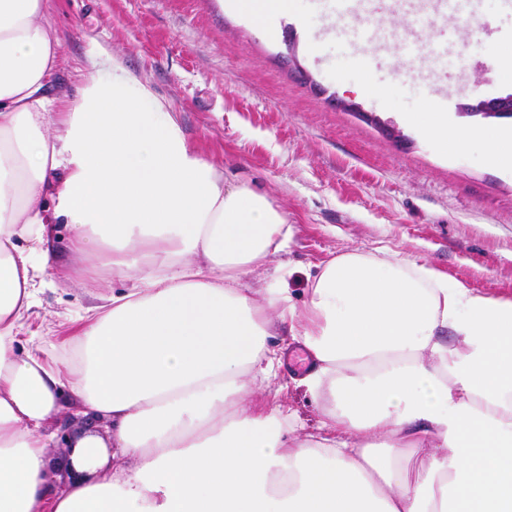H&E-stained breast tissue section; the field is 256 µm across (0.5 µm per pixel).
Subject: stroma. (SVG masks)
I'll return each instance as SVG.
<instances>
[{
    "label": "stroma",
    "mask_w": 512,
    "mask_h": 512,
    "mask_svg": "<svg viewBox=\"0 0 512 512\" xmlns=\"http://www.w3.org/2000/svg\"><path fill=\"white\" fill-rule=\"evenodd\" d=\"M472 18L410 35L441 57L420 73L394 45L369 51L347 41L314 0L270 32L228 11L222 0H45L42 17L61 45L47 93L73 96L91 77V56H114L169 101L189 141L229 181L262 188L288 215L294 237L289 286L303 299L307 276L349 250L386 249L427 261L485 294L512 298V169L487 161L483 142L443 151L405 115L436 97L451 124L512 130L508 120L462 115L460 106L512 94L501 61L512 52V7L477 0ZM68 225L52 227L53 269L25 336H65L85 308L121 291L110 274L75 278L86 258L69 249ZM282 366L279 400L308 425L320 412ZM46 423L51 457L77 430L107 435L106 420L79 415L69 384Z\"/></svg>",
    "instance_id": "35a3bbf8"
}]
</instances>
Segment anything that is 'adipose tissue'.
Returning a JSON list of instances; mask_svg holds the SVG:
<instances>
[{"instance_id": "adipose-tissue-1", "label": "adipose tissue", "mask_w": 512, "mask_h": 512, "mask_svg": "<svg viewBox=\"0 0 512 512\" xmlns=\"http://www.w3.org/2000/svg\"><path fill=\"white\" fill-rule=\"evenodd\" d=\"M44 7L0 0V512H512V299L352 250L295 302L287 213L190 145L147 81L94 56L111 80L55 111ZM408 122L444 148L482 138L512 168L498 128ZM54 224L126 287L65 345L23 348ZM283 323L312 361L298 381L320 410L312 433L256 392ZM65 374L112 429L77 438L67 464L83 478L58 492L42 427Z\"/></svg>"}]
</instances>
